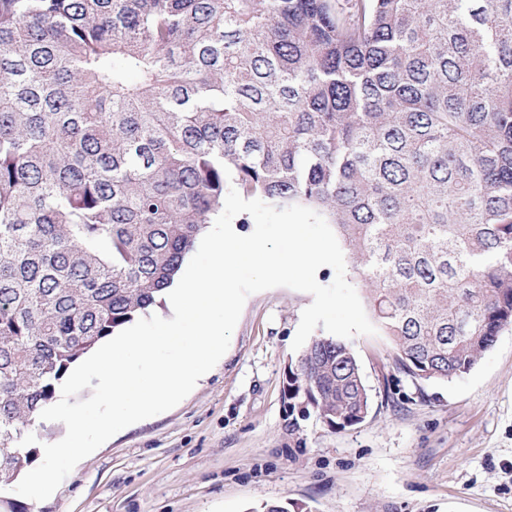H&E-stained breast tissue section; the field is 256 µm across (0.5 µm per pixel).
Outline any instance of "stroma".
Returning <instances> with one entry per match:
<instances>
[{"mask_svg": "<svg viewBox=\"0 0 512 512\" xmlns=\"http://www.w3.org/2000/svg\"><path fill=\"white\" fill-rule=\"evenodd\" d=\"M312 295H250L229 348L169 411L114 435L27 512H512V328L467 374L399 373L383 334L349 343L368 388L358 425L334 430L288 401Z\"/></svg>", "mask_w": 512, "mask_h": 512, "instance_id": "obj_1", "label": "stroma"}]
</instances>
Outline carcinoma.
Instances as JSON below:
<instances>
[{
    "label": "carcinoma",
    "instance_id": "cac0c4a2",
    "mask_svg": "<svg viewBox=\"0 0 512 512\" xmlns=\"http://www.w3.org/2000/svg\"><path fill=\"white\" fill-rule=\"evenodd\" d=\"M231 187L336 227L397 371L470 372L512 327V0H0V489ZM288 399L361 423L351 345Z\"/></svg>",
    "mask_w": 512,
    "mask_h": 512
}]
</instances>
